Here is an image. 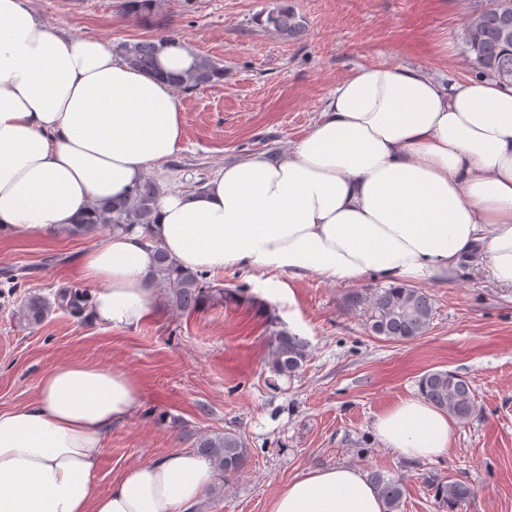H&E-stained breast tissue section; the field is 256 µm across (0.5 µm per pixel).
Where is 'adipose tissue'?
<instances>
[{
	"label": "adipose tissue",
	"mask_w": 512,
	"mask_h": 512,
	"mask_svg": "<svg viewBox=\"0 0 512 512\" xmlns=\"http://www.w3.org/2000/svg\"><path fill=\"white\" fill-rule=\"evenodd\" d=\"M183 41L155 71L111 42L49 25L32 0H0V238L50 237L121 198L183 141L194 69ZM183 268L267 270L389 285L444 282L476 249L512 286V85L451 82L416 65L360 67L287 155L225 163L195 192L164 190L148 227L108 234L80 260L95 318L135 327L159 306L155 250ZM141 405L126 371L68 360L34 402L0 411V512H191L212 480L177 451L97 489L103 440ZM380 440L414 460L447 453V414L409 398L377 416ZM361 470L296 475L269 512H384Z\"/></svg>",
	"instance_id": "adipose-tissue-1"
}]
</instances>
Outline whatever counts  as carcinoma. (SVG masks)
<instances>
[{"label": "carcinoma", "mask_w": 512, "mask_h": 512, "mask_svg": "<svg viewBox=\"0 0 512 512\" xmlns=\"http://www.w3.org/2000/svg\"><path fill=\"white\" fill-rule=\"evenodd\" d=\"M156 0H124L123 10L134 17L151 13ZM266 27L284 38L295 39L303 32L304 24L292 8L285 5L266 15ZM167 39H141L116 45L125 60L134 68L151 71L158 53ZM464 44L469 60L477 74L512 83V0H488L484 7L474 11L466 24ZM224 79V66L208 56L198 57L196 68L173 78V83L190 90ZM161 187L146 177L127 196L118 200L96 201L91 204L94 222L80 224L72 229L87 234L98 229L129 231L137 225L154 223L156 202ZM157 278L171 289L173 299L183 310L195 308L204 299H234L235 295L206 281V275L182 269L163 249H156ZM75 314L84 311L82 296L77 291L61 290L55 301L40 295L26 297L19 317L30 326L43 323L54 307ZM434 318L431 295L405 286H390L377 290L366 313L369 330L376 336L391 341H410L428 331ZM309 344L285 328L274 332L271 340L269 368L279 377L296 376L309 358ZM420 393L432 406L446 412L461 424L476 413V398L471 383L464 377L444 370L422 376ZM194 452L207 459L222 478L226 487L245 468L249 451L241 436L234 432L214 435L202 434L197 438ZM370 481L385 505V512H400L406 485L399 478L380 472L370 474ZM473 495L472 488L460 480L438 484V498L448 505L450 512L466 504Z\"/></svg>", "instance_id": "cac0c4a2"}]
</instances>
